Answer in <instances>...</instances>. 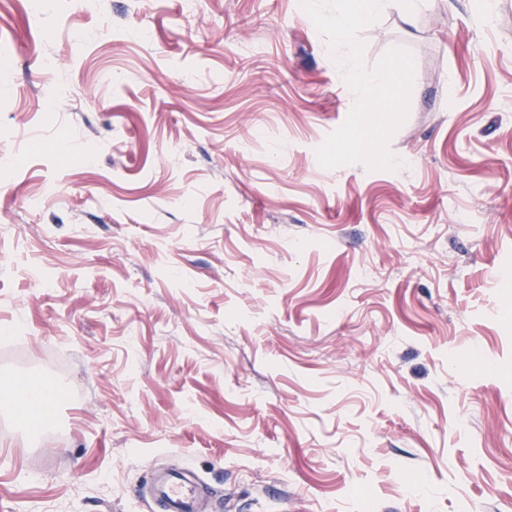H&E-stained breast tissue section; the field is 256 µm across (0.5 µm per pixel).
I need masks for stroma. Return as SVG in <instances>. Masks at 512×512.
Wrapping results in <instances>:
<instances>
[{
    "label": "stroma",
    "instance_id": "stroma-1",
    "mask_svg": "<svg viewBox=\"0 0 512 512\" xmlns=\"http://www.w3.org/2000/svg\"><path fill=\"white\" fill-rule=\"evenodd\" d=\"M360 37L415 61L392 171L319 165L299 0H0V377L70 386L0 415V512H512V0ZM155 490L168 512H199L203 487L195 479L176 471L160 472Z\"/></svg>",
    "mask_w": 512,
    "mask_h": 512
}]
</instances>
